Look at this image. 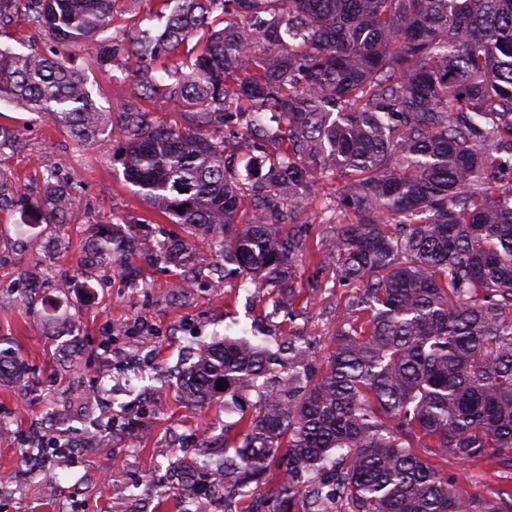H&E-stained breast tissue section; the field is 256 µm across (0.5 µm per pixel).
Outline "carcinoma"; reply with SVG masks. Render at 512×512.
<instances>
[{
	"instance_id": "obj_1",
	"label": "carcinoma",
	"mask_w": 512,
	"mask_h": 512,
	"mask_svg": "<svg viewBox=\"0 0 512 512\" xmlns=\"http://www.w3.org/2000/svg\"><path fill=\"white\" fill-rule=\"evenodd\" d=\"M117 0H0V29L36 27L60 45L98 47L102 63L129 60L120 122L91 99L59 56L0 49V100L65 128L78 144L118 135L126 180L196 239L164 259L183 265L202 240L227 273L283 288L303 253L301 218L320 181L336 225L324 262L362 287L348 301L326 370L296 394L304 343L288 339L291 373L268 387V339L217 340L183 381L191 404L257 394L224 459L184 476L198 497L216 476L239 494L265 491L266 509L323 512H512V488L480 508L456 479L418 454L486 455L512 469V0H157L161 27L109 34ZM224 23L216 30L215 20ZM196 41L198 51L182 47ZM173 59L158 80L154 63ZM162 92L188 107L193 127L149 119L140 101ZM255 121L260 176L242 177L224 138L225 114ZM280 120L268 152L261 117ZM53 161L42 175L47 224L72 195ZM224 390H217V386Z\"/></svg>"
}]
</instances>
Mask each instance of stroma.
Segmentation results:
<instances>
[{
  "mask_svg": "<svg viewBox=\"0 0 512 512\" xmlns=\"http://www.w3.org/2000/svg\"><path fill=\"white\" fill-rule=\"evenodd\" d=\"M66 61L87 77L98 107L124 101V57L100 66L87 44ZM0 126L19 133L0 150L7 192L42 205L43 166L62 156L68 164L58 179L74 196L61 224H33L20 207L0 208V363L26 372L19 385L0 377V512H187L181 468L197 461L203 437H222L238 415L215 403L182 404L183 371L199 345L257 324L274 347L302 338L323 367L354 293L319 264L334 227L321 223L319 204L308 205L307 247L292 279L300 297L279 309L275 301L287 292L217 274L214 252L197 251L184 267L164 260L178 227L125 182L121 138L79 146L49 120L4 102ZM94 224L113 238L111 262L84 260ZM133 238L141 250L128 249ZM114 330L112 352L103 354ZM37 426L74 452L65 465L52 460L31 475L25 464ZM89 431L98 435L94 446H80ZM443 468L477 505L512 485V470L490 456ZM158 479L172 490L168 500L153 491Z\"/></svg>",
  "mask_w": 512,
  "mask_h": 512,
  "instance_id": "stroma-1",
  "label": "stroma"
}]
</instances>
